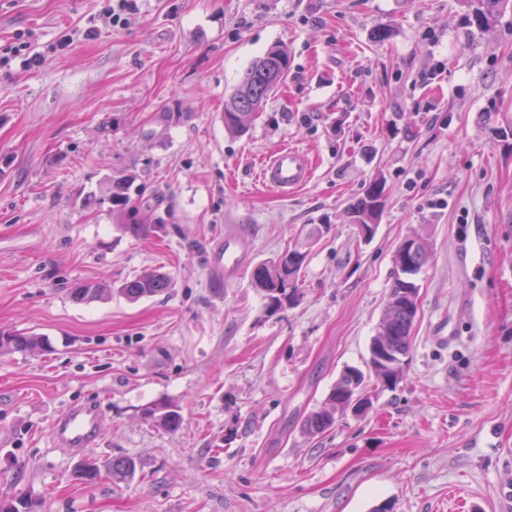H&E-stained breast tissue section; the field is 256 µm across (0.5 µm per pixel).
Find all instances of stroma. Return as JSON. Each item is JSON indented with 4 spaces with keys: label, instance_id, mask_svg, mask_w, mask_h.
<instances>
[{
    "label": "stroma",
    "instance_id": "1",
    "mask_svg": "<svg viewBox=\"0 0 512 512\" xmlns=\"http://www.w3.org/2000/svg\"><path fill=\"white\" fill-rule=\"evenodd\" d=\"M102 5L0 0V327L52 344L0 354V496L36 512H453L458 495L512 512V5L487 32L459 0H137L120 26ZM20 35L40 65L14 55ZM275 45L286 81L228 134L225 100ZM285 144L315 172L283 197L257 162ZM122 170L164 226L118 230L106 185ZM378 177L366 241L347 208ZM325 218L297 303L270 312L254 268ZM237 224L246 270L221 284L212 248ZM413 235L430 258L402 379L308 437L344 367H365ZM152 271L167 293L71 297ZM166 401L178 431L144 414ZM77 405L100 413L81 453L51 433ZM86 457L138 473L86 484Z\"/></svg>",
    "mask_w": 512,
    "mask_h": 512
}]
</instances>
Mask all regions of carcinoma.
Wrapping results in <instances>:
<instances>
[{
	"mask_svg": "<svg viewBox=\"0 0 512 512\" xmlns=\"http://www.w3.org/2000/svg\"><path fill=\"white\" fill-rule=\"evenodd\" d=\"M507 0H461L467 8L468 24L480 31L496 24ZM289 69L288 51L281 45L269 49L257 58L245 73L230 98L224 102V128L232 133L246 132L255 114L263 109L270 94L286 79ZM134 177L122 172L112 176V219L122 230L137 235L146 226L140 214L139 188L133 187ZM384 181L373 179L349 206L352 223L368 237L375 232L384 202ZM309 256L305 245L288 247L274 258L258 264L253 271L255 287L264 292L267 306L276 311L297 301L300 295L301 273ZM428 246L420 240L411 250L400 244L394 251L395 279L389 293L385 313L379 322L370 344V357L366 369L350 366L343 370L322 405L311 411L303 422L304 432L311 437L322 436L331 430L336 418L353 408L359 396L368 390L371 380L386 389H394L403 376L404 358L409 352L411 331L418 311L417 287L413 276L425 265ZM171 278L163 273L150 272L126 282L119 289L125 297L136 300L155 296L166 291ZM111 293L100 284H84L73 290V298L87 302ZM48 349V342L41 336L17 330L0 329V353ZM149 417H158L168 430L176 431L184 423L181 407L164 402L145 409ZM136 462L130 458L100 460L88 458L75 470V479L95 483L103 479L125 480L136 474ZM0 512H32V500L21 493L12 497H0Z\"/></svg>",
	"mask_w": 512,
	"mask_h": 512,
	"instance_id": "cac0c4a2",
	"label": "carcinoma"
}]
</instances>
